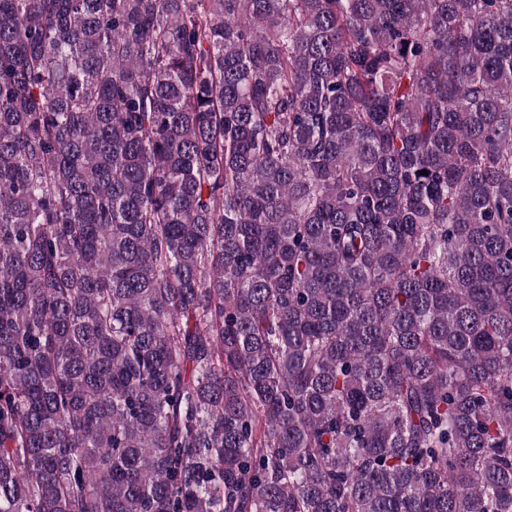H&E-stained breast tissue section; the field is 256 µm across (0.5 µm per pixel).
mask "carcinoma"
<instances>
[{
	"instance_id": "1",
	"label": "carcinoma",
	"mask_w": 512,
	"mask_h": 512,
	"mask_svg": "<svg viewBox=\"0 0 512 512\" xmlns=\"http://www.w3.org/2000/svg\"><path fill=\"white\" fill-rule=\"evenodd\" d=\"M0 512H512V0H0Z\"/></svg>"
}]
</instances>
